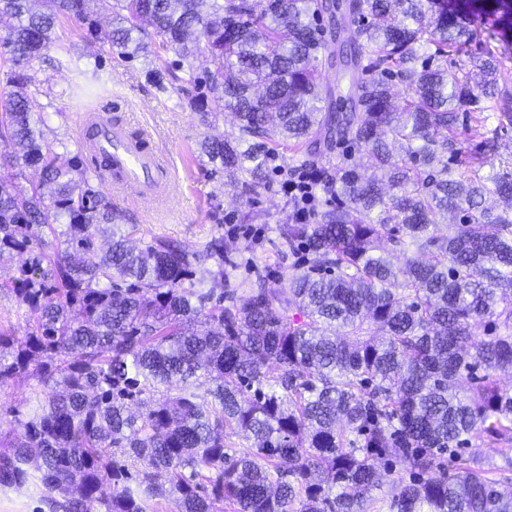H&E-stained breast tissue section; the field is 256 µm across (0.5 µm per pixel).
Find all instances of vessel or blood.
I'll use <instances>...</instances> for the list:
<instances>
[{
  "label": "vessel or blood",
  "instance_id": "1",
  "mask_svg": "<svg viewBox=\"0 0 512 512\" xmlns=\"http://www.w3.org/2000/svg\"><path fill=\"white\" fill-rule=\"evenodd\" d=\"M96 128L98 135L89 147L91 155L107 156L111 162L108 174L113 192L119 198L160 206L171 193L170 156L151 147V135L142 130L129 132L113 123L104 112L89 111L78 118L79 130Z\"/></svg>",
  "mask_w": 512,
  "mask_h": 512
}]
</instances>
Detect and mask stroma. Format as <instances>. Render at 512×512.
<instances>
[{"label": "stroma", "mask_w": 512, "mask_h": 512, "mask_svg": "<svg viewBox=\"0 0 512 512\" xmlns=\"http://www.w3.org/2000/svg\"><path fill=\"white\" fill-rule=\"evenodd\" d=\"M58 35L33 68L37 90L31 95L32 109L47 121L48 143L72 145L78 141L77 117L84 101H91L93 108L99 109L118 98L125 103L121 119L135 128L148 126L158 148L175 160L166 207L148 212L137 204L126 206L133 226L132 245L161 237L194 251L220 236L225 258L238 265L231 283L243 285L248 266L257 264L270 268L269 287H285L289 269L299 257L280 252L275 242L279 225L293 221L291 200L278 187L255 198L245 195L227 185L223 172L198 152L204 138L236 136L234 114L226 111L204 120L190 108L192 89L182 81L184 73L174 52L164 53L166 66L155 77L150 70L158 68V60L122 59L117 49L85 40L72 20H61ZM69 58L78 60L85 69L97 67L99 83L76 89L75 72L62 66ZM248 212L254 213L253 221H243V214Z\"/></svg>", "instance_id": "obj_1"}]
</instances>
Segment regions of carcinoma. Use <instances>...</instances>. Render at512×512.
I'll return each mask as SVG.
<instances>
[{
	"label": "carcinoma",
	"instance_id": "1",
	"mask_svg": "<svg viewBox=\"0 0 512 512\" xmlns=\"http://www.w3.org/2000/svg\"><path fill=\"white\" fill-rule=\"evenodd\" d=\"M203 2L0 0L14 20L0 35V160L41 173L28 189L0 180V262L26 256L0 293L28 323L21 338L0 330V381L34 382L26 413L4 409L0 488L35 478L62 512H147L158 497L175 512H367L395 479L378 512H512V389L500 382L512 374V172L483 171L492 140L469 176L456 168L461 113L512 124V72L489 45L474 74L448 60L478 38L462 16H495L512 37V0H348L338 40L325 38L328 0H210L206 14ZM62 17L123 58L173 51L191 107L235 112L236 137L200 153L247 195L271 188L288 141L353 144L313 223L278 228V248L307 255L288 287H267L256 265L247 289L224 287L222 236L193 252L160 237L129 247L126 214L83 148L59 164L27 69ZM323 53L352 76L334 102ZM365 157L380 179L362 178ZM384 238L402 264L378 253Z\"/></svg>",
	"mask_w": 512,
	"mask_h": 512
}]
</instances>
